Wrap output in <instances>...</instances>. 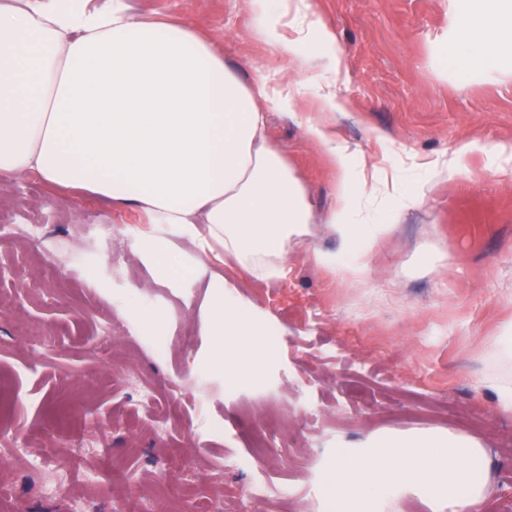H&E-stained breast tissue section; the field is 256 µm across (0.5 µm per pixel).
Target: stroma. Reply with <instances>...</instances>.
<instances>
[{"label": "stroma", "instance_id": "obj_1", "mask_svg": "<svg viewBox=\"0 0 512 512\" xmlns=\"http://www.w3.org/2000/svg\"><path fill=\"white\" fill-rule=\"evenodd\" d=\"M129 2L293 93L269 139L315 216L338 199L312 123L353 152L356 193L416 200L380 212L391 230L356 256L359 274L317 262L338 250L318 221L284 276L258 283L141 211L1 176L0 211L32 232L0 227V512H336L323 476L340 443L450 431L488 451L484 512H512V411L482 385L512 379L485 344L512 329V57L447 62L462 0H280L277 44L257 0ZM217 275L262 331L257 378L211 365Z\"/></svg>", "mask_w": 512, "mask_h": 512}]
</instances>
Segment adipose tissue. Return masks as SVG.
Masks as SVG:
<instances>
[{
  "mask_svg": "<svg viewBox=\"0 0 512 512\" xmlns=\"http://www.w3.org/2000/svg\"><path fill=\"white\" fill-rule=\"evenodd\" d=\"M467 28L451 47L471 67L512 56V0H467ZM292 95L263 75L244 80L212 38L176 19L109 9L89 0H0V176L40 174L116 207H136L171 224L202 252L221 247L255 281L282 276V259L313 221L306 191L266 137L270 109ZM339 175V205L323 222L339 254L370 252L388 232L372 203L356 198L352 154L322 126H308ZM210 304L212 362L230 377L256 376L258 327L224 306L223 277ZM486 451L449 433L391 436L363 449L340 448L325 474L336 512H380L405 489L484 512L491 480Z\"/></svg>",
  "mask_w": 512,
  "mask_h": 512,
  "instance_id": "1",
  "label": "adipose tissue"
}]
</instances>
